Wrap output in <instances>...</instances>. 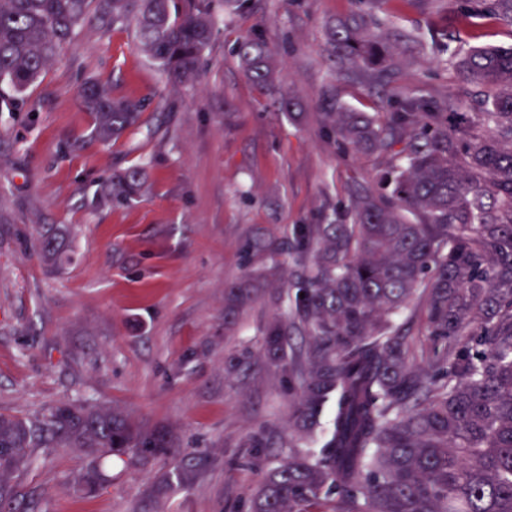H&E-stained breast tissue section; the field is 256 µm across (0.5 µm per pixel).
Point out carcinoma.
<instances>
[{"label": "carcinoma", "mask_w": 512, "mask_h": 512, "mask_svg": "<svg viewBox=\"0 0 512 512\" xmlns=\"http://www.w3.org/2000/svg\"><path fill=\"white\" fill-rule=\"evenodd\" d=\"M243 0H0V83L18 96L71 45L95 14L108 28L135 21L139 48L183 85L200 77L216 7ZM512 22V0H463L459 21ZM359 9L329 28L336 72L382 92L416 37L370 33ZM234 51L256 86L274 88L273 55L247 34ZM460 88L445 99H386L387 112L317 115L336 144L384 166L328 224L293 228L299 280L272 295L263 364L299 383L286 459L263 472L250 512H512V47L453 52ZM94 134L117 140L140 122L139 99L88 81L81 90ZM473 98L480 112L462 111ZM138 167L112 174L93 199L130 205ZM65 230L49 226L42 250L62 259ZM269 264L224 290L233 335L275 274ZM415 306L424 338L407 317ZM248 350L228 371L249 369ZM331 421L319 432V417ZM33 448H76L90 459L92 488L112 458L169 455L168 435L89 400L23 417L0 413V506L6 482Z\"/></svg>", "instance_id": "carcinoma-1"}]
</instances>
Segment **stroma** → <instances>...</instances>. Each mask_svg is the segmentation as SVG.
<instances>
[{
  "instance_id": "stroma-1",
  "label": "stroma",
  "mask_w": 512,
  "mask_h": 512,
  "mask_svg": "<svg viewBox=\"0 0 512 512\" xmlns=\"http://www.w3.org/2000/svg\"><path fill=\"white\" fill-rule=\"evenodd\" d=\"M357 0H245L218 18L195 86L172 83L137 46L128 22L87 20L25 97L0 91V412L33 414L86 398L161 428L172 455L124 456L94 488L90 461L72 448H36L10 480L11 512H249L261 466L277 464L294 397L256 366L227 375L234 350L257 349L270 306L258 302L224 337V288L278 254L275 286L294 279L296 224H321L372 183L378 159L340 151L317 120L342 105L383 112L384 96L458 88L449 49L512 44L502 21L478 34L448 0L422 11L376 0V33L397 27L421 39L446 30L447 49L407 55L386 94L336 74L327 27ZM256 33L274 50L281 111L247 78L233 48ZM106 84L144 100L137 128L117 141L91 133L77 92ZM141 166L146 181L128 206H92L113 171ZM69 226L59 269L39 252V227ZM264 434L271 447L252 453ZM192 465L186 482L175 474Z\"/></svg>"
}]
</instances>
